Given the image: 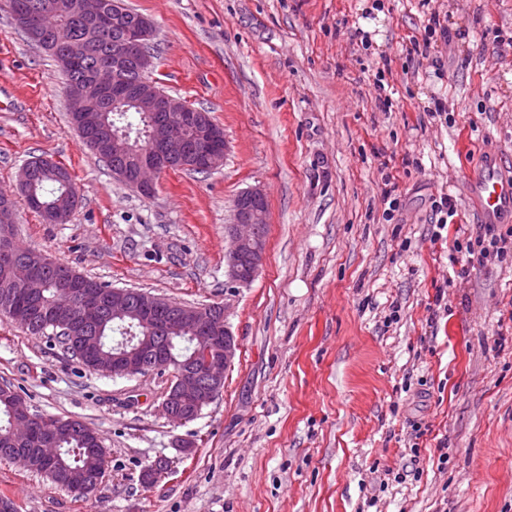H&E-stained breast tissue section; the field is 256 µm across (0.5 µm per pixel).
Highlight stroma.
Masks as SVG:
<instances>
[{
  "label": "stroma",
  "instance_id": "1",
  "mask_svg": "<svg viewBox=\"0 0 512 512\" xmlns=\"http://www.w3.org/2000/svg\"><path fill=\"white\" fill-rule=\"evenodd\" d=\"M126 2L154 24L152 80L223 128L222 166L165 172L148 198L115 180L72 128L58 66L0 0V193L23 246L117 288L228 306L235 356L221 396L179 425L159 408L170 373H95L0 322V379L34 413L95 428L108 459L88 497L0 461V497L15 512H512V256L448 283L449 248L477 222L466 173L491 149L512 170V0ZM434 11L450 39L413 67L405 47ZM436 101L448 123L426 114ZM33 157L69 170V223L20 194ZM254 187L264 261L237 286L224 226ZM443 190L459 217L435 241Z\"/></svg>",
  "mask_w": 512,
  "mask_h": 512
}]
</instances>
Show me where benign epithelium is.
<instances>
[{
	"instance_id": "obj_1",
	"label": "benign epithelium",
	"mask_w": 512,
	"mask_h": 512,
	"mask_svg": "<svg viewBox=\"0 0 512 512\" xmlns=\"http://www.w3.org/2000/svg\"><path fill=\"white\" fill-rule=\"evenodd\" d=\"M46 11L64 14L99 33L118 22L117 17L110 16L107 0H51ZM152 32L151 21L140 18L127 28L125 41L112 53L111 60L96 66L87 79L68 82L66 88L69 112L77 114L75 126L78 128L87 121L86 113L99 111V103L109 97L114 105L129 103L142 112H165L163 129L156 132V140L137 153L130 152L124 137L116 133L112 135V153L131 160V166L115 172L114 177L144 195L153 192L155 180L163 173L192 167L212 171L222 165L227 152L223 128L206 113L178 108L176 102L149 78L131 88L120 83V72L131 60L137 61L145 71L154 69L155 59L143 52ZM53 35L62 47L58 58L60 69L67 75L74 63L86 55L87 45L82 40L67 37L62 29L53 30ZM67 196L69 208L66 210L49 209L36 198L33 202L44 213L48 223L65 224L79 201L77 192L70 187L67 188ZM265 223L267 200L264 192L259 188L241 192L234 200L232 221L225 225V249L231 255L229 272L232 281L246 284L258 274L264 251L257 243L260 241V225ZM15 224L13 200L3 195L0 197V262L9 275L0 283V293L6 297L14 293L32 306L44 288L46 273L55 267V261L33 250L23 256L17 254ZM79 281L78 272L72 271L63 276L61 288L69 299L68 311L73 322L83 332L77 342L80 352H101L100 337L95 335V331L108 301L121 302L125 295L130 294L135 297L147 331L153 332L159 327L168 333L187 329L192 332L191 339L206 343L212 349L205 370L206 386L186 382L174 385L170 393L162 397L160 408L163 414L169 421L181 424L215 401L223 391L224 372L236 350L227 321V306L218 303L207 306L187 304L182 306L180 315L169 316L162 312V297L158 295L134 288H114L109 298L101 292L78 287ZM0 312L12 325H25L32 319L30 308L19 310L8 306ZM147 359L161 369L171 363L163 344L144 339L136 347L114 356V360L121 362V368L103 369L101 373L124 376L130 368L143 366ZM0 403L13 414V425L5 434L13 448L3 460L18 462L30 471L40 464L50 481H56L53 469L61 453L58 448L61 423L55 417L33 414L25 399L9 390L0 391Z\"/></svg>"
}]
</instances>
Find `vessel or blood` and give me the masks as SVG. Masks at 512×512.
I'll list each match as a JSON object with an SVG mask.
<instances>
[{
  "label": "vessel or blood",
  "mask_w": 512,
  "mask_h": 512,
  "mask_svg": "<svg viewBox=\"0 0 512 512\" xmlns=\"http://www.w3.org/2000/svg\"><path fill=\"white\" fill-rule=\"evenodd\" d=\"M467 186L476 202L480 223L502 224L512 220V172L504 169L497 154H487L469 172Z\"/></svg>",
  "instance_id": "vessel-or-blood-1"
}]
</instances>
